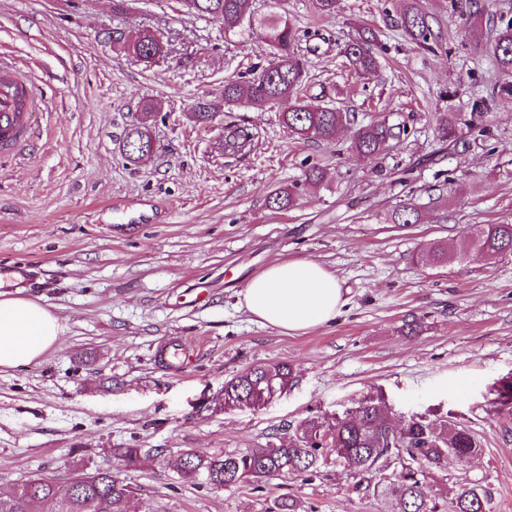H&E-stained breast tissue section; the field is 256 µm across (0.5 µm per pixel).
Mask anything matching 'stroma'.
I'll return each mask as SVG.
<instances>
[{"label":"stroma","mask_w":512,"mask_h":512,"mask_svg":"<svg viewBox=\"0 0 512 512\" xmlns=\"http://www.w3.org/2000/svg\"><path fill=\"white\" fill-rule=\"evenodd\" d=\"M394 0H340L320 15L315 0H251L259 15L286 14L309 31L300 54L304 91L319 103L383 114L405 126L399 143L368 163L349 130L302 142L282 125L281 105L226 106L255 146L218 150L223 121L196 123L189 107L224 101V83L264 63L257 36H228L220 20L179 0H0V54L45 83L48 99L32 145L0 156V269L27 266L23 296L62 324L41 358L0 370V492L42 472L67 484L75 470L112 465L137 492V512H270L276 499L300 512H391L393 502L335 462L282 474L256 487L214 488L177 469L188 449L243 452L300 434L313 419L383 399L393 418L444 416L468 427L481 455L427 472L439 505L463 485L491 495L490 512H512V431L489 406L512 376V254L456 259L461 241L487 224H512V95L490 104V138L464 129L466 148L439 140L438 112L470 115L474 100L508 77L487 47L490 22L512 0H485L469 20L451 0H416L443 47L415 45L389 15ZM378 33L380 67L362 78L340 46L354 25ZM150 29L167 48L146 63L114 49L107 34ZM153 105V157L126 159V133ZM325 170L328 186L275 211L271 194ZM416 224L387 218L407 197ZM153 202L155 220L115 212ZM442 242L443 265L418 261ZM312 259L334 273L344 304L334 321L301 335L262 325L242 292L271 264ZM421 324L410 334L409 320ZM183 343L188 363L163 368L156 354ZM292 368L288 388L256 405H228L224 384L251 366ZM120 448L140 449L130 469Z\"/></svg>","instance_id":"obj_1"}]
</instances>
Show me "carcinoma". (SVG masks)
I'll return each mask as SVG.
<instances>
[{
    "instance_id": "cac0c4a2",
    "label": "carcinoma",
    "mask_w": 512,
    "mask_h": 512,
    "mask_svg": "<svg viewBox=\"0 0 512 512\" xmlns=\"http://www.w3.org/2000/svg\"><path fill=\"white\" fill-rule=\"evenodd\" d=\"M194 12L223 22L224 33L256 34L270 48L267 64L242 74L224 84V103L262 107L287 104L280 113L282 124L297 140H325L343 127L354 124V115L341 109L323 106L303 94L304 64L298 48L301 35L283 15L256 17L250 13L249 0H194ZM401 29L417 45L424 46L436 38L432 17L403 0L398 21ZM112 42L148 62L163 51L160 41L148 32L129 40L119 31L112 32ZM377 34L370 27H359L345 40L343 53L348 66L359 75L378 67ZM492 61L505 74L512 75V17L501 18L489 47ZM196 122L209 124L221 116L215 103L198 102L191 106ZM436 125L442 140L453 145L460 142L461 126H470L459 112H440ZM405 129L386 116L357 126L351 149L372 161L388 151ZM151 132L146 122L131 125L125 138V155L138 162L148 156ZM225 149L241 153L251 149L252 133L232 123L224 125ZM323 171L312 166L303 172L299 183L274 193L269 206L275 210L295 206L299 191L323 186ZM419 210L405 203L392 212L394 224H415ZM474 251L487 257L512 253V224H488L477 237L463 245L460 254ZM418 259L442 263L446 248L439 242L427 244ZM292 379L290 367L256 365L224 384V399L239 402L257 389H286ZM494 405L500 415H512V382L496 390ZM482 450L481 442L469 429L448 425V419L412 416L402 426L391 418L380 399L358 402L350 416L331 422L312 421L303 432L288 442L267 444L242 453L204 456L192 450L183 452L177 467L183 476L201 480L215 488L244 482H262L281 473L305 474L316 469L328 457L346 468L354 477L365 480L373 473L399 462L402 470L385 486L384 492L395 497L393 512H438L437 503L427 492L425 473L440 470L448 457L468 459ZM58 506V512H135V492L118 474L101 468L80 470L62 487L47 475L33 474L19 489L0 495V512H42L44 504ZM453 512H489L487 492L478 485L464 486L454 495Z\"/></svg>"
}]
</instances>
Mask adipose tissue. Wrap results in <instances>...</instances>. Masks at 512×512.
I'll return each mask as SVG.
<instances>
[{
  "instance_id": "1",
  "label": "adipose tissue",
  "mask_w": 512,
  "mask_h": 512,
  "mask_svg": "<svg viewBox=\"0 0 512 512\" xmlns=\"http://www.w3.org/2000/svg\"><path fill=\"white\" fill-rule=\"evenodd\" d=\"M255 321L299 334L335 319L344 304L335 275L313 260H286L255 275L243 293ZM56 315L25 297L0 292V369L41 357L59 340Z\"/></svg>"
}]
</instances>
